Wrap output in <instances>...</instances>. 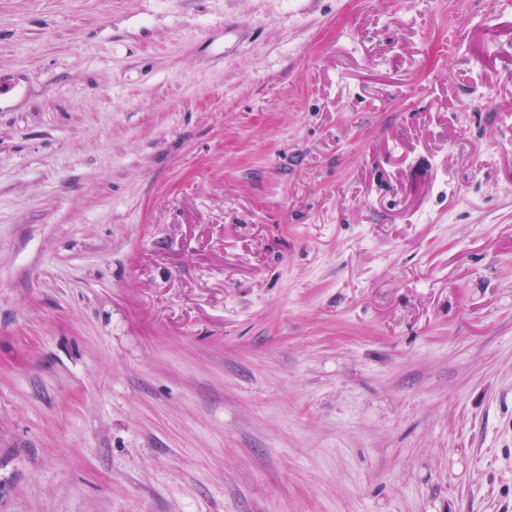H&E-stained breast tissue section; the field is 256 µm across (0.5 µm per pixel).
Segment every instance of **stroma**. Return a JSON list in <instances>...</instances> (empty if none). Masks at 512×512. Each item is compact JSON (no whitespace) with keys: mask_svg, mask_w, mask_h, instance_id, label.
<instances>
[{"mask_svg":"<svg viewBox=\"0 0 512 512\" xmlns=\"http://www.w3.org/2000/svg\"><path fill=\"white\" fill-rule=\"evenodd\" d=\"M0 81V512H512V0H0Z\"/></svg>","mask_w":512,"mask_h":512,"instance_id":"obj_1","label":"stroma"}]
</instances>
